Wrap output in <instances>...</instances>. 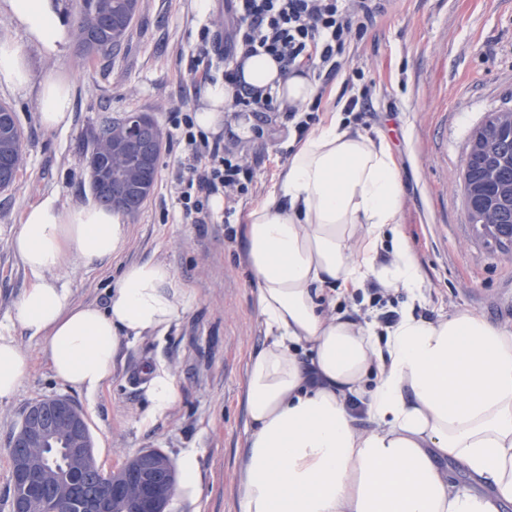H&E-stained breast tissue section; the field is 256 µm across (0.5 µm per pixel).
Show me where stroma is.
Returning <instances> with one entry per match:
<instances>
[{
	"label": "stroma",
	"mask_w": 512,
	"mask_h": 512,
	"mask_svg": "<svg viewBox=\"0 0 512 512\" xmlns=\"http://www.w3.org/2000/svg\"><path fill=\"white\" fill-rule=\"evenodd\" d=\"M212 4L203 15L195 0H139L126 46L93 59L82 57L74 42L44 55L0 18V42L22 46L31 73L25 93L0 87V103L14 109L26 144L14 185L0 191V334L33 359L16 395L0 402V512H10V439L30 404L56 395L83 410L104 466L147 448L175 461L195 454L201 493L178 498L171 512H239L246 367L264 333L238 230L288 163L292 137L282 113H269L264 136L224 139L243 150L254 173L231 219L217 214L212 223L196 224L180 215L171 175L183 149L169 140L153 193L126 218L123 251L109 261L79 258L56 272L78 304L105 305L123 268L150 259L166 263L181 285V316L165 331L121 338L112 376L100 391L90 395L56 379L44 341L27 336L14 319L29 281L11 248L23 210L51 193L64 206L91 199L83 152L104 118L148 112L164 126L174 110L199 108L202 87L191 80L188 57L203 25L224 22V0ZM382 7L354 46L352 65L375 87V117L365 134L385 136L397 159L402 229L425 276L420 312L469 310L511 329L512 251L476 235L462 173L474 130L488 113L512 109V0H382ZM49 72L72 87V120L63 131L47 130L39 120V84ZM154 369L175 380L178 398L152 420Z\"/></svg>",
	"instance_id": "obj_1"
}]
</instances>
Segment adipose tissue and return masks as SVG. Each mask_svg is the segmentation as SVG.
I'll use <instances>...</instances> for the list:
<instances>
[{
  "label": "adipose tissue",
  "mask_w": 512,
  "mask_h": 512,
  "mask_svg": "<svg viewBox=\"0 0 512 512\" xmlns=\"http://www.w3.org/2000/svg\"><path fill=\"white\" fill-rule=\"evenodd\" d=\"M0 13L45 55L69 41L61 0H0ZM241 75L276 91L283 109L317 93L306 74L281 72L267 55L246 59ZM231 94L206 83L197 127L221 133ZM38 102L45 128L69 127L68 83L44 78ZM402 208L390 145L330 111L247 213L243 244L266 343L247 365L240 512L512 506V330L470 311L417 314L424 273L399 229ZM127 236L120 212L65 207L47 194L23 211L11 242L31 274L15 319L45 340L55 377L74 389L92 392L110 379L121 337L164 331L182 312L176 278L158 260L125 267L102 307L75 303L55 279L75 259H112ZM371 282L408 296L390 327L353 301ZM337 292L350 308L337 310ZM30 368L18 344L0 336V401L14 397ZM448 462L470 485L450 483Z\"/></svg>",
  "instance_id": "obj_1"
}]
</instances>
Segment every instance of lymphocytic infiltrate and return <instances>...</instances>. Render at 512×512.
<instances>
[{"mask_svg":"<svg viewBox=\"0 0 512 512\" xmlns=\"http://www.w3.org/2000/svg\"><path fill=\"white\" fill-rule=\"evenodd\" d=\"M380 9L379 0H229L223 29H201L190 67L201 70L203 80L231 85L229 110L252 113L259 134L277 99L271 91L241 85L238 56L265 53L282 71L304 66L324 83L349 67L351 46L364 38ZM172 127L173 140L184 148L173 174L182 213L209 223L210 196L233 200L246 194L253 171L226 151L223 138L197 129L190 113L173 117Z\"/></svg>","mask_w":512,"mask_h":512,"instance_id":"1","label":"lymphocytic infiltrate"}]
</instances>
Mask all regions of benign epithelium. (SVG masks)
Returning a JSON list of instances; mask_svg holds the SVG:
<instances>
[{
	"instance_id": "1",
	"label": "benign epithelium",
	"mask_w": 512,
	"mask_h": 512,
	"mask_svg": "<svg viewBox=\"0 0 512 512\" xmlns=\"http://www.w3.org/2000/svg\"><path fill=\"white\" fill-rule=\"evenodd\" d=\"M9 448L12 486L11 512H46L45 500L26 490L38 479L48 485L62 506L74 498L71 481L75 469L102 473L107 481L87 512H168L176 497L177 477L171 458L159 449H144L120 464L106 469L98 461L87 420L81 409L66 396L41 399L29 406ZM61 445L66 464L58 468L48 459L38 462L30 448Z\"/></svg>"
}]
</instances>
